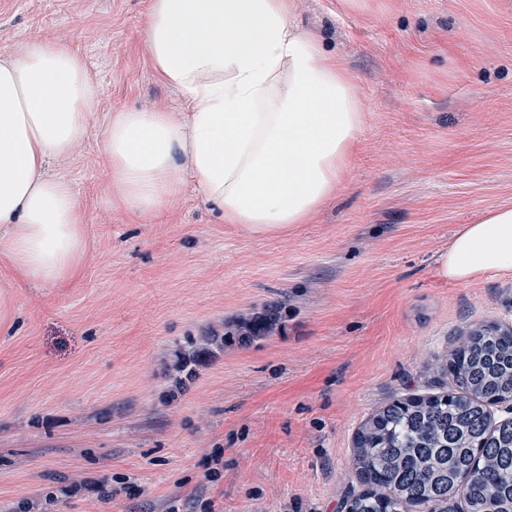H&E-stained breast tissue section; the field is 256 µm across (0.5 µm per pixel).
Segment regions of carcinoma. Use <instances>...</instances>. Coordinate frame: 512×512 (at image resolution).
<instances>
[{
  "label": "carcinoma",
  "mask_w": 512,
  "mask_h": 512,
  "mask_svg": "<svg viewBox=\"0 0 512 512\" xmlns=\"http://www.w3.org/2000/svg\"><path fill=\"white\" fill-rule=\"evenodd\" d=\"M275 321L255 316L216 348L260 339ZM430 369L451 388L394 399L357 428L352 466L362 489L345 512H512V418L491 414L512 403V335L477 326Z\"/></svg>",
  "instance_id": "1"
}]
</instances>
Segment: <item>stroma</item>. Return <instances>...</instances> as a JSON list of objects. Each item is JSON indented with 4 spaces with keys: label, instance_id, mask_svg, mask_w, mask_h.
I'll use <instances>...</instances> for the list:
<instances>
[{
    "label": "stroma",
    "instance_id": "obj_1",
    "mask_svg": "<svg viewBox=\"0 0 512 512\" xmlns=\"http://www.w3.org/2000/svg\"><path fill=\"white\" fill-rule=\"evenodd\" d=\"M150 2L0 0V51L69 45L100 89L49 168L79 195L83 262L51 285L0 260V505L108 474L111 499L53 512H343L361 420L449 388L425 364L473 326L512 325V273L436 272L461 226L512 206V0H294L365 121L335 198L279 233L224 223L189 176L160 219L111 204L109 113L186 110L145 54ZM266 310L279 330L174 388L177 355Z\"/></svg>",
    "mask_w": 512,
    "mask_h": 512
}]
</instances>
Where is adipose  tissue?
Here are the masks:
<instances>
[{"mask_svg": "<svg viewBox=\"0 0 512 512\" xmlns=\"http://www.w3.org/2000/svg\"><path fill=\"white\" fill-rule=\"evenodd\" d=\"M145 54L189 110L112 113V202L157 218L191 174L227 224L277 231L336 194L364 123L353 78L298 26L292 0H151ZM99 88L81 56L35 36L0 53V258L56 284L86 255L72 183L46 174L91 132ZM447 280L512 273V207L462 226Z\"/></svg>", "mask_w": 512, "mask_h": 512, "instance_id": "1", "label": "adipose tissue"}]
</instances>
